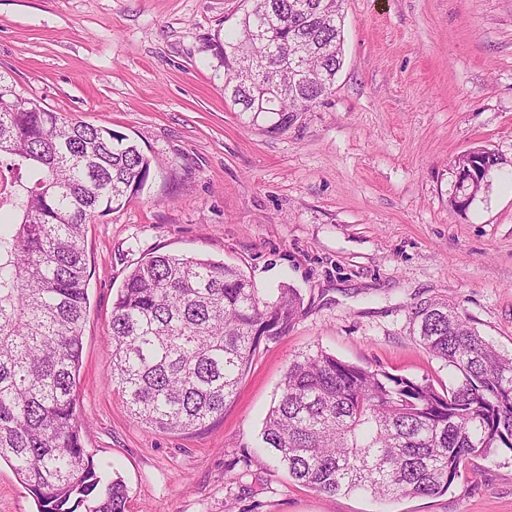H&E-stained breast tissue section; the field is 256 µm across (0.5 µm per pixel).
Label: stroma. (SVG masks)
<instances>
[{
	"instance_id": "stroma-1",
	"label": "stroma",
	"mask_w": 512,
	"mask_h": 512,
	"mask_svg": "<svg viewBox=\"0 0 512 512\" xmlns=\"http://www.w3.org/2000/svg\"><path fill=\"white\" fill-rule=\"evenodd\" d=\"M243 0H0V74L25 98L129 136L160 160L142 193L85 232L89 310L76 412L127 512H512V456L474 459L446 493L329 496L251 463L296 356L436 388L456 383L412 331L445 299L512 353V0H345L343 66L308 112L224 98L208 36ZM494 152L486 189L451 205L454 161ZM233 264L261 295L297 289L223 416L194 432L133 419L110 386L112 302L143 255ZM0 512H38L0 463Z\"/></svg>"
}]
</instances>
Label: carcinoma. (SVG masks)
Returning <instances> with one entry per match:
<instances>
[{
  "label": "carcinoma",
  "mask_w": 512,
  "mask_h": 512,
  "mask_svg": "<svg viewBox=\"0 0 512 512\" xmlns=\"http://www.w3.org/2000/svg\"><path fill=\"white\" fill-rule=\"evenodd\" d=\"M344 0H251L209 39L224 99L243 112H308L343 66ZM300 57L295 75L277 70ZM0 461L38 512H126L121 477L105 478L76 416L89 304L87 224L145 187L153 158L126 135L23 98L0 75ZM301 305L260 296L236 266L152 252L112 307L110 382L148 428L197 430L224 413L261 341L284 335ZM416 339L460 375L432 385L344 362L297 356L261 433L296 482L327 495L447 492L474 458L512 453V355L445 301L414 313Z\"/></svg>",
  "instance_id": "1"
}]
</instances>
